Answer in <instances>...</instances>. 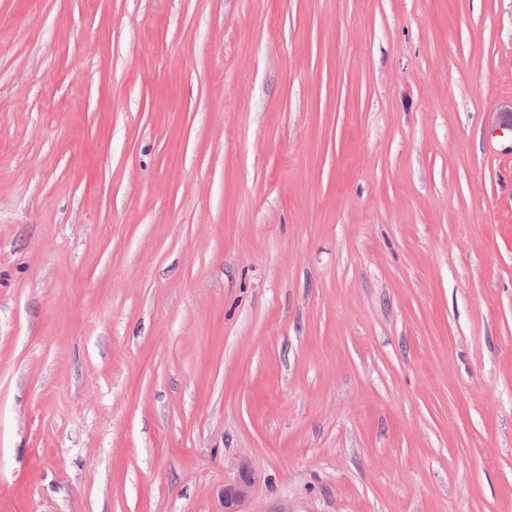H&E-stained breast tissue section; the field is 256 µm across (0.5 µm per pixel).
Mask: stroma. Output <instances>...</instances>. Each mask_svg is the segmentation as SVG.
I'll use <instances>...</instances> for the list:
<instances>
[{
    "instance_id": "1",
    "label": "stroma",
    "mask_w": 512,
    "mask_h": 512,
    "mask_svg": "<svg viewBox=\"0 0 512 512\" xmlns=\"http://www.w3.org/2000/svg\"><path fill=\"white\" fill-rule=\"evenodd\" d=\"M512 0H0V512H512ZM255 471L243 463L235 478L224 483V512H240V505L250 496Z\"/></svg>"
}]
</instances>
